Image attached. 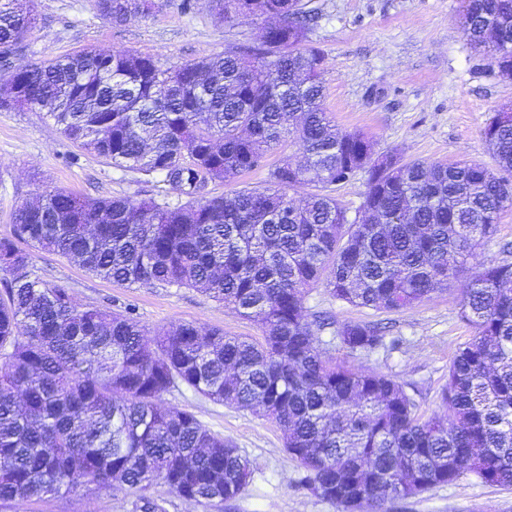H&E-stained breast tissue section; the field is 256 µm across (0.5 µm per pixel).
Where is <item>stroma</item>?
Returning <instances> with one entry per match:
<instances>
[{
	"label": "stroma",
	"instance_id": "obj_1",
	"mask_svg": "<svg viewBox=\"0 0 512 512\" xmlns=\"http://www.w3.org/2000/svg\"><path fill=\"white\" fill-rule=\"evenodd\" d=\"M155 3L150 14L117 27L101 15L96 0H34L37 24L14 62L34 65L94 48L149 54L164 66H176L253 43L263 25L255 17L218 21L209 0H197L190 12L183 11L181 0ZM309 6L317 13L310 43L324 54V106L338 128L363 131L381 153L442 163L467 158L494 167L483 130L497 112L512 108V79L500 76L491 60L472 47L460 0H310ZM55 188L94 199H153L172 207L182 202L163 175L146 178L113 167L80 149L42 112L0 110V237L10 235L19 208ZM30 270L45 283L69 289L82 306L132 310L151 335L173 322L237 336L257 333L230 307L194 288L117 285L37 250ZM305 307L310 315L326 313L339 323L388 324L390 335L400 340L395 349L351 354L332 343L327 330L319 335V349L403 384L421 419L442 412L448 365L472 334L460 316L457 290L389 313L337 300L320 284L308 292ZM162 402L194 412L252 464L249 484L229 501L191 504L164 484H153L144 495L163 501L166 512H345L299 484L300 469L271 419L185 388L165 394ZM138 497L117 487L92 494L79 487L38 504L14 501L6 512H134ZM384 512H512V486L467 476L391 500Z\"/></svg>",
	"mask_w": 512,
	"mask_h": 512
}]
</instances>
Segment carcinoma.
Masks as SVG:
<instances>
[{"instance_id": "cac0c4a2", "label": "carcinoma", "mask_w": 512, "mask_h": 512, "mask_svg": "<svg viewBox=\"0 0 512 512\" xmlns=\"http://www.w3.org/2000/svg\"><path fill=\"white\" fill-rule=\"evenodd\" d=\"M216 16L267 20L266 39L174 67L148 54L95 49L27 69L0 65V108L37 109L64 136L116 167L164 175L185 202L91 199L65 189L21 207L0 238V506L41 502L82 486L143 491L161 481L187 502H222L249 483V459L195 414L163 407L181 387L217 403L261 410L317 496L354 510L362 495L383 512L465 475L512 486V263L483 260L459 289L473 329L448 366L446 413L421 421L404 386L320 355L318 333L348 352L386 346L377 324L306 314L323 284L356 307L399 312L460 278L512 208V114L483 136L497 168L426 163L390 152L364 170L350 221L334 195L358 175L374 142L326 112L324 55L309 45L303 0H212ZM121 25L152 0H97ZM474 49L512 75V5L464 0ZM31 6L0 0V49L19 52ZM294 147L263 186L207 196ZM308 188L300 200L289 191ZM76 261L127 286L196 288L254 323L262 340L172 322L144 339L130 311L78 305L31 277V250Z\"/></svg>"}]
</instances>
